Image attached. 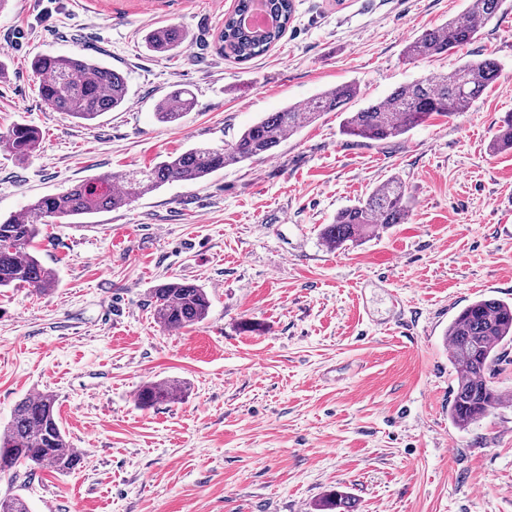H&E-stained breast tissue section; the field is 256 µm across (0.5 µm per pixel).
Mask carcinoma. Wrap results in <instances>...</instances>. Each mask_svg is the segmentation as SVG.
<instances>
[{"instance_id": "obj_1", "label": "carcinoma", "mask_w": 512, "mask_h": 512, "mask_svg": "<svg viewBox=\"0 0 512 512\" xmlns=\"http://www.w3.org/2000/svg\"><path fill=\"white\" fill-rule=\"evenodd\" d=\"M252 0H236L224 19L218 41L224 57L246 63L267 53L285 34L295 11L294 0H264L273 18L265 35L240 31L236 17L245 13ZM501 0H471L466 17L455 18L423 31L407 47L411 59H425L471 42L482 26L500 9ZM185 39L176 27L151 30L145 37L156 53L173 50ZM41 77L39 96L51 109L67 112L81 121H93L106 112L122 109L130 101L129 86L120 72L103 62L82 57L44 54L33 62ZM499 65L492 58L469 60L446 74H437L393 89L384 99L347 113L342 133L356 139L382 142L400 137L434 116L454 117L465 111L497 78ZM354 83L322 91L304 107L289 106L269 112L222 147L193 146L128 176L103 174L73 185L67 191L45 195L19 215L0 219V288L28 286L39 295L56 285L55 273L31 252L41 225L68 217H84L126 205L170 182L192 184L227 166L259 160L269 155L288 136L300 132L326 112H338L358 97ZM192 93L177 91L157 105L155 116L162 123H176L190 111ZM5 138L15 158L25 160L39 142V132L18 124ZM512 149V119L504 122L491 143L494 153ZM411 199L399 178L375 187L363 200L340 210L332 223L320 230L331 249L357 243L379 228L403 224ZM155 322L165 330H180L202 323L208 316L210 299L200 285L181 279L164 281L151 289ZM445 341L449 361L456 371V388L448 404V416L459 429L480 422L492 411L512 405V391L497 385L498 366L504 361L501 345L512 342V302L481 297L465 306L448 324ZM178 381L144 386L138 396L145 407L178 398ZM51 392L21 399L10 421L0 431V475L13 480L19 467L38 468L64 475L74 469L79 455L69 450ZM322 506L328 512H355V500L344 492L327 496ZM0 512H30L17 494L0 497Z\"/></svg>"}]
</instances>
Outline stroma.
Listing matches in <instances>:
<instances>
[{
    "mask_svg": "<svg viewBox=\"0 0 512 512\" xmlns=\"http://www.w3.org/2000/svg\"><path fill=\"white\" fill-rule=\"evenodd\" d=\"M469 0H295L265 55L224 59L235 0H7L0 8V134L37 127L23 161L0 150V217L104 173L221 146L267 113L342 83L347 110L395 87L495 59L498 80L466 112L382 142L343 136L338 112L273 156L173 182L109 212L42 227L34 255L48 294L0 288V427L24 397L50 392L84 459L0 481L31 512H317L333 490L358 512H512V407L455 428L456 374L444 332L473 300L512 301V151L491 153L512 116V0L477 38L411 60L425 29ZM175 26V50L145 34ZM106 60L127 108L84 124L39 98V54ZM186 88L193 108L158 122ZM407 185L405 223L327 248L322 225L390 177ZM206 289V320L158 326L150 290ZM184 381L149 408L148 383ZM185 39V35L176 27L167 26L151 30L145 37L148 49L156 53L173 50ZM192 105L193 96L189 90L177 91L157 105L155 116L162 123H177Z\"/></svg>",
    "mask_w": 512,
    "mask_h": 512,
    "instance_id": "stroma-1",
    "label": "stroma"
}]
</instances>
